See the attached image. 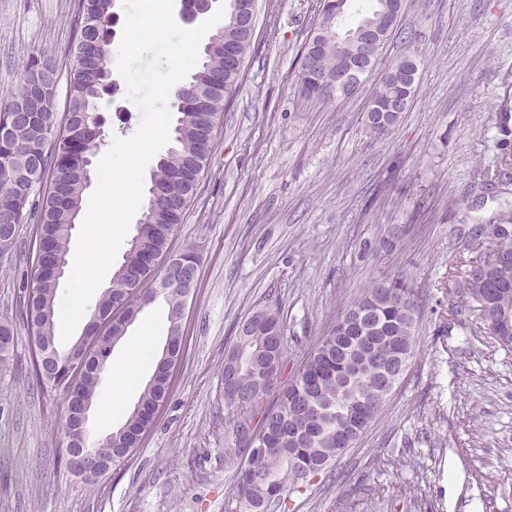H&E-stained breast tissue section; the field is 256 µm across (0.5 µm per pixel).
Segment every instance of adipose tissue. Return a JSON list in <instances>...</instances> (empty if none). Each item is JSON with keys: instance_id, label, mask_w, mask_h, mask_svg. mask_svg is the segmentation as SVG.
I'll return each mask as SVG.
<instances>
[{"instance_id": "obj_1", "label": "adipose tissue", "mask_w": 512, "mask_h": 512, "mask_svg": "<svg viewBox=\"0 0 512 512\" xmlns=\"http://www.w3.org/2000/svg\"><path fill=\"white\" fill-rule=\"evenodd\" d=\"M158 355L154 350V327L143 325L134 339L127 343L124 356L110 362L112 372V401L97 404V415L102 423H110L113 417L123 414L124 397L127 393L143 387V373L146 367L157 364Z\"/></svg>"}]
</instances>
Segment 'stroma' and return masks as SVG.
I'll use <instances>...</instances> for the list:
<instances>
[{"mask_svg":"<svg viewBox=\"0 0 512 512\" xmlns=\"http://www.w3.org/2000/svg\"><path fill=\"white\" fill-rule=\"evenodd\" d=\"M313 0H258L241 88L171 246L203 258L184 354L136 451L89 485L62 462L59 399L32 376L26 329L0 373V512H234L244 460L224 406V358L238 323L277 309L288 382L373 281L402 280L423 303L417 353L355 447L281 512H512V351L448 324V270L504 202L474 188L492 156L494 105L512 72V0H403L380 68L418 72L388 134L366 128L368 94L304 99L296 61ZM78 0H0V96L43 49L66 88ZM104 141L136 133L126 88L100 103ZM32 225L0 253V313L33 279Z\"/></svg>","mask_w":512,"mask_h":512,"instance_id":"35a3bbf8","label":"stroma"}]
</instances>
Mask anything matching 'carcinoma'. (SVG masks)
<instances>
[{"label": "carcinoma", "mask_w": 512, "mask_h": 512, "mask_svg": "<svg viewBox=\"0 0 512 512\" xmlns=\"http://www.w3.org/2000/svg\"><path fill=\"white\" fill-rule=\"evenodd\" d=\"M392 0H367L361 18L354 24L346 13L328 23L326 15L313 18L312 27L298 58L301 89L308 98L328 102L345 93L332 88L331 80L353 59L355 35L361 28L393 31L386 12ZM113 0H80L74 20L73 64L69 73L66 109H56L57 68L55 59L44 52L33 55L19 74L17 90L0 98V252L11 249L19 227L36 223L32 247L39 278L26 287L20 300L22 324L27 327L33 375L42 392L63 399L62 430L75 418L80 397L96 401L103 375L89 372L77 376L75 392L51 384L50 366L36 363L45 345L57 346L55 306L60 281L51 267L68 261L71 231L85 202L94 172L93 160L103 142V124L97 103L116 92L112 78ZM240 10L234 4L204 46L198 64L188 80L175 91L171 104L176 114L173 145L153 171L151 186L137 233L123 261L112 274L110 285L100 294L91 317L98 319L101 335L120 341L127 333L118 303L124 298L149 306L161 299L167 306L168 329L176 349H181L179 330L188 298L182 286L167 279L165 270L153 259L176 254L188 268L197 269L201 256L193 247L176 253L169 249L175 227L195 194L198 176L205 169L215 147L214 121L235 96L242 70L255 36L253 25L243 28L244 18L233 21ZM410 58L371 79L370 110L395 99L411 96L406 73ZM498 137L490 164L478 169L481 188L508 193L507 170L512 168V91L505 90L496 104ZM46 181L48 190L35 195L36 184ZM467 255L457 260L448 296L469 303L484 333L503 347L512 349V324L504 314L512 313V205L505 204L476 229ZM418 302L412 289L393 281L373 283L364 288L345 315H362L367 338L336 336L337 323L322 336L308 354L302 371L283 386L271 385L245 401L243 392L266 376L272 363L285 364L287 337L273 338L248 332L237 326L233 349L244 353L241 365L224 364L234 381L224 393V403L234 414L235 436L250 424L265 431L272 451L247 456L243 465L252 473L243 486L235 485L233 498L239 512H277L282 503H271V488L291 489L301 470H328L343 449L342 433L366 420L358 399L366 385L382 380L384 368L400 361L409 363L416 353L415 318ZM18 320L0 316V372L14 359ZM353 357L362 364L363 377L348 383L336 377V363ZM274 394L266 404L264 396ZM166 394L164 383H146L138 405L151 409ZM143 415L132 411L126 422L112 432V442H103L92 454L105 459L140 442Z\"/></svg>", "instance_id": "cac0c4a2"}]
</instances>
